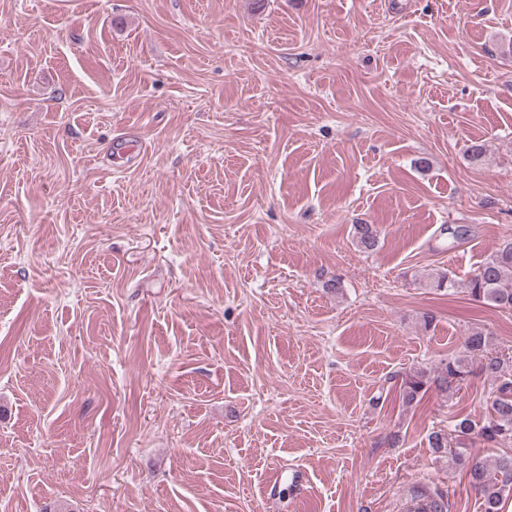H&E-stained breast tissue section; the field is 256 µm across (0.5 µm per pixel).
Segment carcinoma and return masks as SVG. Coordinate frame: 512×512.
Listing matches in <instances>:
<instances>
[{
    "mask_svg": "<svg viewBox=\"0 0 512 512\" xmlns=\"http://www.w3.org/2000/svg\"><path fill=\"white\" fill-rule=\"evenodd\" d=\"M356 245L371 251L378 244L371 224H357ZM429 287L450 295L467 294L475 302H488L502 309H512V239L503 241L467 280L460 281L449 271H440ZM493 383L491 403L479 419L464 416L453 420V429L433 431L429 445L448 458V464L466 470L471 485L480 493L482 512H501L504 494L512 490V455H502L488 467L472 457L471 445L478 440L492 446L512 445V355L491 348L490 338L481 331L465 337L461 348L442 360L434 371L419 368L408 374L402 384L406 404L422 398L434 386L440 392L462 384L472 366Z\"/></svg>",
    "mask_w": 512,
    "mask_h": 512,
    "instance_id": "1",
    "label": "carcinoma"
}]
</instances>
